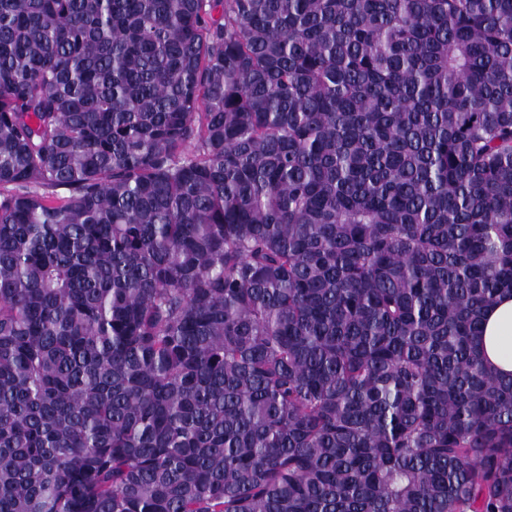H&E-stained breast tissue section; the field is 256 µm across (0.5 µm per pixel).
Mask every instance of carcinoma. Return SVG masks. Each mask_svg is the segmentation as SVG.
I'll return each instance as SVG.
<instances>
[{
  "instance_id": "obj_1",
  "label": "carcinoma",
  "mask_w": 512,
  "mask_h": 512,
  "mask_svg": "<svg viewBox=\"0 0 512 512\" xmlns=\"http://www.w3.org/2000/svg\"><path fill=\"white\" fill-rule=\"evenodd\" d=\"M504 293L512 0H0V512H512ZM479 345L487 368L497 375L512 373V295L504 294L484 312Z\"/></svg>"
}]
</instances>
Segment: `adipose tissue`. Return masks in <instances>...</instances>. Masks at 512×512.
Returning a JSON list of instances; mask_svg holds the SVG:
<instances>
[{"mask_svg":"<svg viewBox=\"0 0 512 512\" xmlns=\"http://www.w3.org/2000/svg\"><path fill=\"white\" fill-rule=\"evenodd\" d=\"M479 345L487 368L494 374L512 373V295L500 296L484 312Z\"/></svg>","mask_w":512,"mask_h":512,"instance_id":"1","label":"adipose tissue"}]
</instances>
